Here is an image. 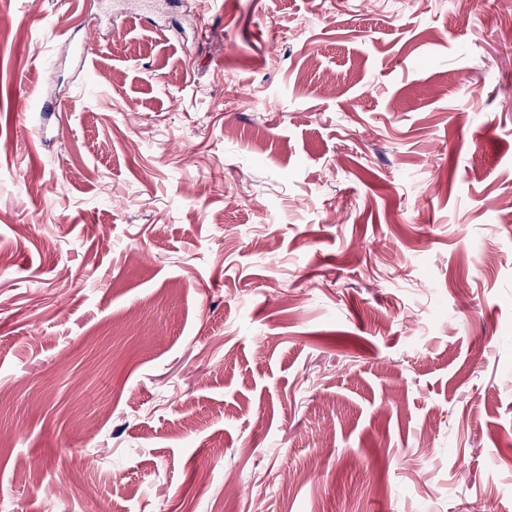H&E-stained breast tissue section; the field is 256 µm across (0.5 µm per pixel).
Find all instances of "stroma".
<instances>
[{
  "instance_id": "1",
  "label": "stroma",
  "mask_w": 512,
  "mask_h": 512,
  "mask_svg": "<svg viewBox=\"0 0 512 512\" xmlns=\"http://www.w3.org/2000/svg\"><path fill=\"white\" fill-rule=\"evenodd\" d=\"M130 12L0 0V512H512V8Z\"/></svg>"
}]
</instances>
